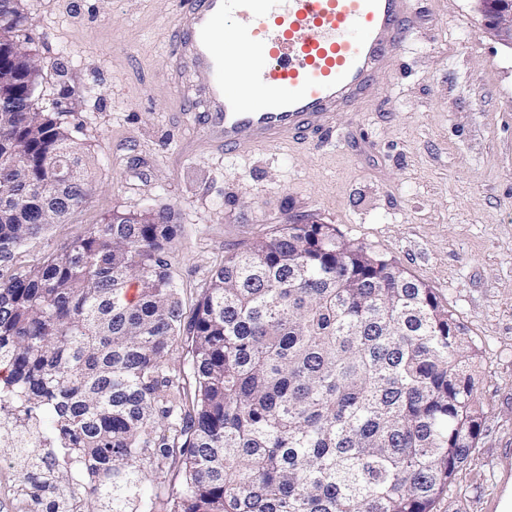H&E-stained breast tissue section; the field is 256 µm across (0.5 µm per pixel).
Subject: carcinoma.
I'll return each instance as SVG.
<instances>
[{"label": "carcinoma", "instance_id": "cac0c4a2", "mask_svg": "<svg viewBox=\"0 0 512 512\" xmlns=\"http://www.w3.org/2000/svg\"><path fill=\"white\" fill-rule=\"evenodd\" d=\"M0 0V401L66 466L22 448L46 512H434L483 418L458 315L333 224H281L224 258L182 320L169 207L114 212L34 268L15 252L94 192ZM187 345L195 382L162 370ZM163 458L182 474L148 490Z\"/></svg>", "mask_w": 512, "mask_h": 512}]
</instances>
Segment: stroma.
Returning <instances> with one entry per match:
<instances>
[{"label":"stroma","instance_id":"stroma-1","mask_svg":"<svg viewBox=\"0 0 512 512\" xmlns=\"http://www.w3.org/2000/svg\"><path fill=\"white\" fill-rule=\"evenodd\" d=\"M40 90L90 160L96 191L16 251L17 269L112 212L170 207L166 258L184 318L225 255L278 224L335 225L459 316L479 348L478 447L434 512H482L512 477V48L471 0H416L404 54L333 135L246 156L207 149L166 79L175 0H21Z\"/></svg>","mask_w":512,"mask_h":512}]
</instances>
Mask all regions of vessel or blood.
Segmentation results:
<instances>
[{
	"mask_svg": "<svg viewBox=\"0 0 512 512\" xmlns=\"http://www.w3.org/2000/svg\"><path fill=\"white\" fill-rule=\"evenodd\" d=\"M414 0H178L167 76L203 75L208 148L243 154L332 135L403 52ZM230 30L234 49L221 38Z\"/></svg>",
	"mask_w": 512,
	"mask_h": 512,
	"instance_id": "b4317fda",
	"label": "vessel or blood"
}]
</instances>
